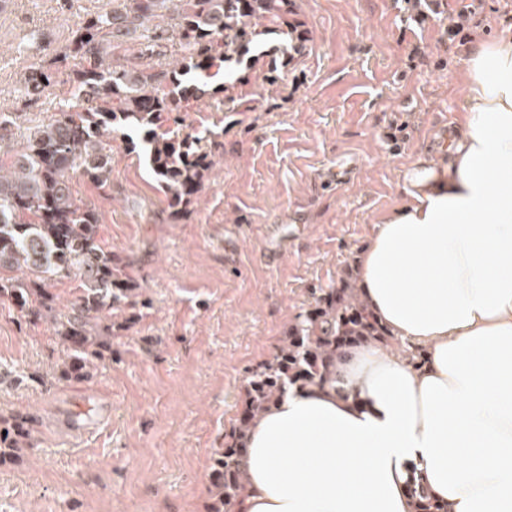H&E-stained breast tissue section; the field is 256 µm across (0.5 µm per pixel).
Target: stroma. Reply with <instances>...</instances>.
I'll return each mask as SVG.
<instances>
[{"label": "stroma", "mask_w": 512, "mask_h": 512, "mask_svg": "<svg viewBox=\"0 0 512 512\" xmlns=\"http://www.w3.org/2000/svg\"><path fill=\"white\" fill-rule=\"evenodd\" d=\"M440 3L420 21L406 0H291L277 25L304 31L302 52L284 62L267 36L184 113L214 165L180 209L118 131L111 186L73 178L149 305L114 312L111 358L73 380L53 327L0 300V419L32 437L21 464L0 465V512H209L251 372L316 292L353 276L376 224L405 203L407 170L462 112L469 45L512 26V0ZM111 9L0 0V112L17 116L0 148L68 90L26 94L32 67Z\"/></svg>", "instance_id": "obj_1"}]
</instances>
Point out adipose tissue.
Returning a JSON list of instances; mask_svg holds the SVG:
<instances>
[{"label": "adipose tissue", "instance_id": "adipose-tissue-1", "mask_svg": "<svg viewBox=\"0 0 512 512\" xmlns=\"http://www.w3.org/2000/svg\"><path fill=\"white\" fill-rule=\"evenodd\" d=\"M445 154L413 163L408 201L356 262L395 342L349 351L246 441L239 512H412L421 483L451 512H512V29L470 45Z\"/></svg>", "mask_w": 512, "mask_h": 512}]
</instances>
